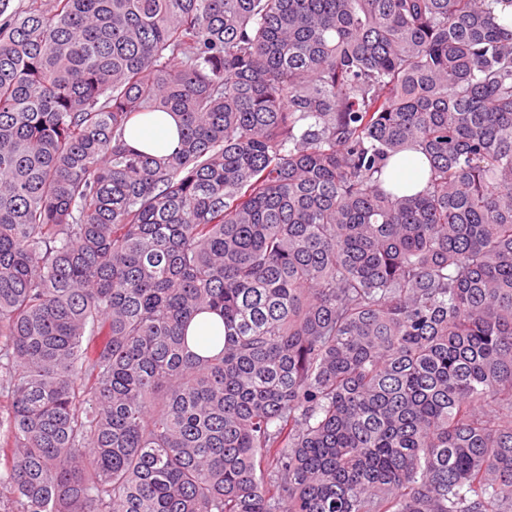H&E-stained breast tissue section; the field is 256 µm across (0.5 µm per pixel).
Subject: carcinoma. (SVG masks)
<instances>
[{
  "label": "carcinoma",
  "instance_id": "carcinoma-1",
  "mask_svg": "<svg viewBox=\"0 0 512 512\" xmlns=\"http://www.w3.org/2000/svg\"><path fill=\"white\" fill-rule=\"evenodd\" d=\"M10 2L0 512H512V0ZM126 139L131 147L145 153H153L161 146L173 151L181 139L179 123L169 112H153L143 118L137 129L128 132Z\"/></svg>",
  "mask_w": 512,
  "mask_h": 512
}]
</instances>
